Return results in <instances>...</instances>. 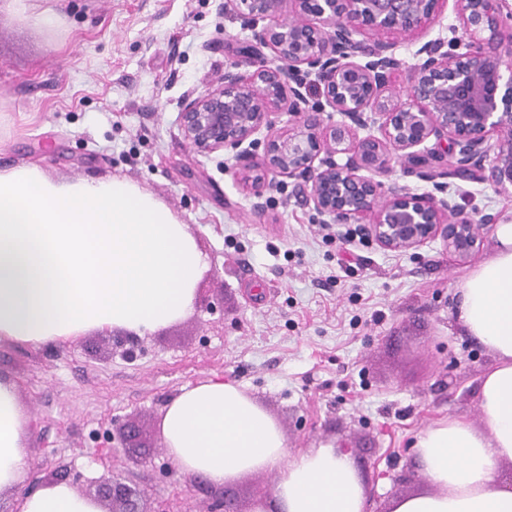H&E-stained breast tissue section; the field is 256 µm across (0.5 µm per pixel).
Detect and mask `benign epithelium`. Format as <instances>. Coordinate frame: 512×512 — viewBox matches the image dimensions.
Listing matches in <instances>:
<instances>
[{"instance_id":"7a95c632","label":"benign epithelium","mask_w":512,"mask_h":512,"mask_svg":"<svg viewBox=\"0 0 512 512\" xmlns=\"http://www.w3.org/2000/svg\"><path fill=\"white\" fill-rule=\"evenodd\" d=\"M288 2L296 18L280 23L276 16ZM437 3L224 0L241 32L251 34L241 53L251 56L260 45L271 57L188 92L179 112L184 138L197 153L229 149L245 161L242 145L261 125L273 128L274 115L285 110L295 123L267 140L261 172L243 177L251 190L286 175L297 180L306 206L336 224L369 222L367 234L384 249L407 250L439 237L466 261L495 217L476 222L444 194L450 179L512 192V3L454 0L461 30L423 43L409 68L389 36H413ZM329 110L344 120L331 121ZM395 162L433 192L402 189L380 201V178ZM138 435L131 422L118 421L112 447L131 448ZM82 495L111 506L108 512H146L141 490L113 472L86 481ZM205 512L240 510L225 489Z\"/></svg>"}]
</instances>
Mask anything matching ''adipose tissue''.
I'll list each match as a JSON object with an SVG mask.
<instances>
[{"label": "adipose tissue", "mask_w": 512, "mask_h": 512, "mask_svg": "<svg viewBox=\"0 0 512 512\" xmlns=\"http://www.w3.org/2000/svg\"><path fill=\"white\" fill-rule=\"evenodd\" d=\"M207 269L186 225L137 184L61 182L42 167L0 170V341L44 343L104 327L143 332L193 309ZM465 332L494 362L479 386L482 429L451 418L419 438L427 490L392 499L389 512H512V222L498 224L491 258L458 292ZM160 430L178 470L221 485L259 471L280 479L256 512H364L366 487L349 453L289 454L276 422L238 385L182 388ZM27 419L16 387L0 380V495L22 480ZM21 512H103L68 483L28 495Z\"/></svg>", "instance_id": "obj_1"}]
</instances>
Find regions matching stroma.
Wrapping results in <instances>:
<instances>
[{"label": "stroma", "mask_w": 512, "mask_h": 512, "mask_svg": "<svg viewBox=\"0 0 512 512\" xmlns=\"http://www.w3.org/2000/svg\"><path fill=\"white\" fill-rule=\"evenodd\" d=\"M53 28L0 12V167L36 163L61 181L113 177L162 200L207 260L184 319L137 334L134 355L83 334L0 341V377L29 422L23 491L111 469L143 491L147 512H203L208 493L170 474L159 420L182 387L234 381L278 423L289 453L348 449L370 506L425 490L415 443L438 421L480 427L478 386L493 355L456 320L464 278L493 252L487 228L467 262L442 239L403 251L365 231L324 225L280 177L244 189L231 153L193 151L180 102L225 70L250 71L224 0H36ZM460 21L439 0L431 23L395 53L415 64L427 40ZM448 195L472 217L512 219V197L459 182ZM132 419L141 449H107Z\"/></svg>", "instance_id": "stroma-1"}]
</instances>
